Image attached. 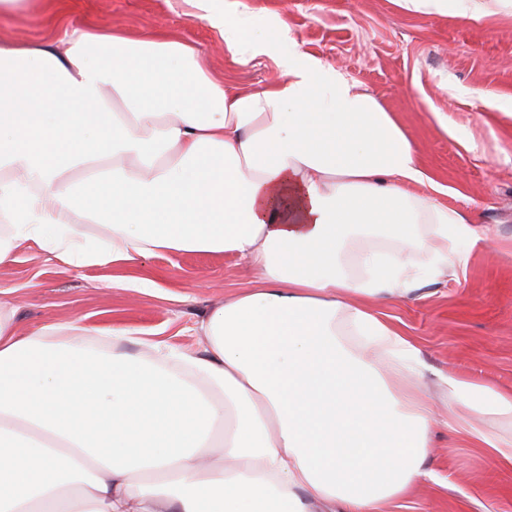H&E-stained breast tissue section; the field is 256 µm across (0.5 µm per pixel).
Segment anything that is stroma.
Segmentation results:
<instances>
[{
	"label": "stroma",
	"instance_id": "35a3bbf8",
	"mask_svg": "<svg viewBox=\"0 0 512 512\" xmlns=\"http://www.w3.org/2000/svg\"><path fill=\"white\" fill-rule=\"evenodd\" d=\"M71 21L165 32L196 43L214 79L241 90L263 87L276 72L274 54L290 48L342 71L377 98L415 144L426 173L443 184L438 204L466 215L497 243L462 238L465 268L424 273L403 299L378 303L416 342L427 401L435 413L452 400L445 374L512 387V10L473 0L480 17L403 0H239L253 38L274 51L249 65L232 61L206 20L183 0H65ZM288 33H281L280 21ZM49 33L47 0L0 21V40H39ZM152 276L157 292L123 287ZM253 272L221 252L164 253L137 266L117 262L77 268L24 249L0 267V301L28 334L48 323L95 328L91 342L109 351L114 327L174 348L193 347L191 331L211 305L247 288ZM424 466L432 474L383 512H512V469L464 433L430 432Z\"/></svg>",
	"mask_w": 512,
	"mask_h": 512
}]
</instances>
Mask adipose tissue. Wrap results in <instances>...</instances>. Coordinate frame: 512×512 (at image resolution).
Returning <instances> with one entry per match:
<instances>
[{
  "mask_svg": "<svg viewBox=\"0 0 512 512\" xmlns=\"http://www.w3.org/2000/svg\"><path fill=\"white\" fill-rule=\"evenodd\" d=\"M186 2L234 62L265 54L237 11ZM276 64L237 91L166 35L0 41V266L25 248L79 267L197 251L254 272L195 325L201 347L157 341L149 360L122 350L134 330L101 352L86 326L23 335L0 306V512H380L429 478L435 424L512 468V437L483 424L512 419V389L444 377L456 406L437 417L417 345L372 307L413 292V248L439 273L468 261L449 240L484 233L412 192L440 186L374 96L311 56ZM84 221L111 244L82 246ZM371 232L398 249L361 253L354 276L343 246ZM342 323L388 347L400 394Z\"/></svg>",
  "mask_w": 512,
  "mask_h": 512,
  "instance_id": "obj_1",
  "label": "adipose tissue"
}]
</instances>
